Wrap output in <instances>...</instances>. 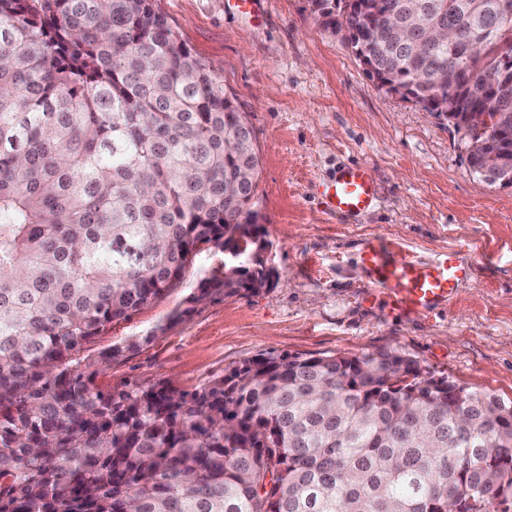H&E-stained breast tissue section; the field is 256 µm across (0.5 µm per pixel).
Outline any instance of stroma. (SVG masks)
<instances>
[{
  "mask_svg": "<svg viewBox=\"0 0 512 512\" xmlns=\"http://www.w3.org/2000/svg\"><path fill=\"white\" fill-rule=\"evenodd\" d=\"M246 115L261 159L249 220L261 225L273 286L194 301L227 255L200 245L176 288L87 344L82 361L114 345L136 351L101 373L104 388L164 380L194 390L269 353L357 355L390 349L478 394L512 400V186L471 173L462 135L421 105L386 92L311 0H154ZM362 163L377 205L328 215L323 186ZM382 239L429 260L458 250L474 268L455 298L404 316L370 295L358 261Z\"/></svg>",
  "mask_w": 512,
  "mask_h": 512,
  "instance_id": "1",
  "label": "stroma"
}]
</instances>
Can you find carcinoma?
Here are the masks:
<instances>
[{
  "label": "carcinoma",
  "instance_id": "cac0c4a2",
  "mask_svg": "<svg viewBox=\"0 0 512 512\" xmlns=\"http://www.w3.org/2000/svg\"><path fill=\"white\" fill-rule=\"evenodd\" d=\"M377 73L512 161V0H312ZM448 28L475 52L434 44ZM499 116L491 131L467 112ZM245 115L153 0H0V512H512V401L396 351L269 354L192 392L96 377L84 345L152 303L201 244L193 301L272 285Z\"/></svg>",
  "mask_w": 512,
  "mask_h": 512
}]
</instances>
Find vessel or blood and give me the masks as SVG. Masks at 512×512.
Wrapping results in <instances>:
<instances>
[{"mask_svg": "<svg viewBox=\"0 0 512 512\" xmlns=\"http://www.w3.org/2000/svg\"><path fill=\"white\" fill-rule=\"evenodd\" d=\"M378 198V186L368 167L340 168L325 190V208L335 216H359ZM360 262L375 286V294L403 315L420 316L456 296L472 274L456 251L423 261L389 242L368 243Z\"/></svg>", "mask_w": 512, "mask_h": 512, "instance_id": "1", "label": "vessel or blood"}]
</instances>
